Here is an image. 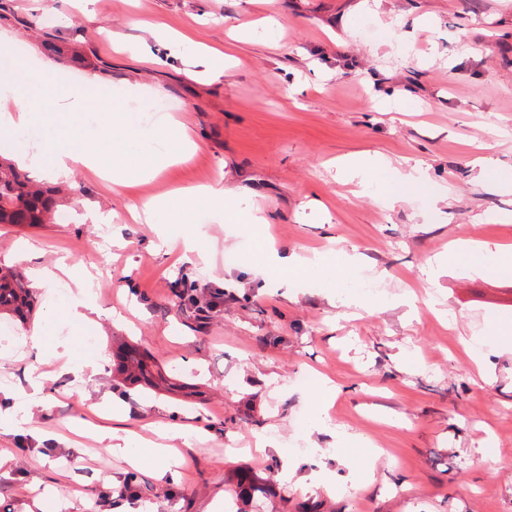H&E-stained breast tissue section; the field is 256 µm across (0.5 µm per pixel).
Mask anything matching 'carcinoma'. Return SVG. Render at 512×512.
Listing matches in <instances>:
<instances>
[{
	"instance_id": "1",
	"label": "carcinoma",
	"mask_w": 512,
	"mask_h": 512,
	"mask_svg": "<svg viewBox=\"0 0 512 512\" xmlns=\"http://www.w3.org/2000/svg\"><path fill=\"white\" fill-rule=\"evenodd\" d=\"M60 189L40 183L16 164L0 159V224L54 223L55 196ZM31 308L28 285L19 275L0 276V310L8 309L22 317ZM118 372L130 383L157 386L167 384L161 372L153 370L150 358L137 349L124 348L116 353ZM272 483L255 481L246 474L238 477L235 495L248 500L270 492Z\"/></svg>"
}]
</instances>
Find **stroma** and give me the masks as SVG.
I'll list each match as a JSON object with an SVG mask.
<instances>
[{
    "mask_svg": "<svg viewBox=\"0 0 512 512\" xmlns=\"http://www.w3.org/2000/svg\"><path fill=\"white\" fill-rule=\"evenodd\" d=\"M170 30L211 48L223 76L186 58L156 66ZM3 49L48 63L66 88L97 75L141 122L166 104L199 148L118 193L74 170L59 179L67 190L54 223L0 224V273L22 276L34 298L26 318L0 313V385L43 376L31 424L46 431H66L97 389L126 399L132 430L161 419L199 432L164 483L147 448L133 467L90 440L74 449L0 439L13 455L0 512H21L47 485L84 491L81 512L124 489L145 512H204L231 502L242 471L275 480L250 512H512V344L486 342L482 372L465 351L493 321L512 333V278L435 267L462 241L494 256L512 246V184L480 175L488 162L512 172V0H0ZM365 151L421 168L422 183L390 202V174L359 181L339 166ZM214 181L267 218L277 245L360 263L346 280L320 273L283 290L249 267V241L208 202L172 226L128 210ZM164 234L193 238L202 261L158 253ZM61 258L88 279L103 310L94 324L48 303L59 286L41 272ZM357 275L377 284L378 311L354 309ZM188 281L223 293L221 310L194 318L179 297ZM35 328L45 332L40 361L22 345ZM65 340L76 363L127 343L177 388L113 375L86 386L52 356ZM325 379L338 387L329 417L339 437L314 422L310 395ZM259 432L287 449L290 481L277 480ZM319 470L335 490L311 488Z\"/></svg>",
    "mask_w": 512,
    "mask_h": 512,
    "instance_id": "35a3bbf8",
    "label": "stroma"
}]
</instances>
